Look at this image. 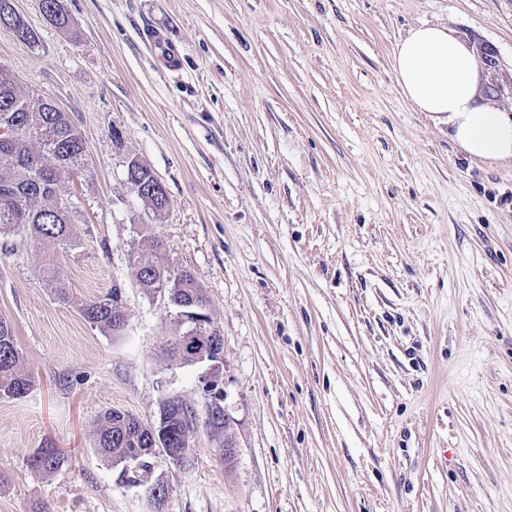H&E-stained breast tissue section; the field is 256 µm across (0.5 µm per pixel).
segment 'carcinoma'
Returning <instances> with one entry per match:
<instances>
[{
	"instance_id": "carcinoma-1",
	"label": "carcinoma",
	"mask_w": 512,
	"mask_h": 512,
	"mask_svg": "<svg viewBox=\"0 0 512 512\" xmlns=\"http://www.w3.org/2000/svg\"><path fill=\"white\" fill-rule=\"evenodd\" d=\"M47 20L56 27L68 25V16L58 0H45ZM0 27L26 32L24 43L36 45L37 31L24 18L16 15L12 0H0ZM24 98L13 78L0 68V124L20 119L30 133L25 139L9 143L0 141V238H8L20 226L28 234L48 242L66 241L74 236L72 207L57 194L58 178L80 166L87 146L65 112H12V105ZM141 261L143 268L135 277L150 292L162 278L169 284L174 304L185 311L200 312L207 297L193 273L185 268L170 267L161 242L155 240L142 256H132L130 264ZM46 284L62 302L69 299L68 289L57 276L53 263L44 269ZM117 289L80 308L83 319L100 331L117 336L125 323L120 317ZM34 377L25 370L23 356L17 349L12 327L0 317V398L20 399L33 387ZM195 419L192 406L169 403L163 406L158 421L166 424L168 443L165 451L181 450V436ZM98 453L108 461L124 463L132 459L137 469H121L126 485H152L149 459L156 454L158 444L149 423L120 409H108L96 425ZM68 463L67 457L55 448H38L30 457V466L44 473H53Z\"/></svg>"
}]
</instances>
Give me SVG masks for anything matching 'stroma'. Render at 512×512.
<instances>
[{"mask_svg": "<svg viewBox=\"0 0 512 512\" xmlns=\"http://www.w3.org/2000/svg\"><path fill=\"white\" fill-rule=\"evenodd\" d=\"M13 4L39 43L0 27V68L87 153L57 187L73 240L0 246V315L36 378L0 399V512H512V163L468 160L392 67L409 29L448 27L493 50L489 99L512 112V0H63L64 28ZM131 157L163 211L127 186ZM154 240L207 296L237 444L225 464L202 423L181 464L153 457L160 504L94 435L109 408L207 416L206 364L169 351L176 310L129 263ZM116 282L108 336L80 308ZM38 448L71 463L35 471ZM146 42L153 48L158 60L171 70H174L177 63L178 50L172 43L163 40L155 30H148L144 35Z\"/></svg>", "mask_w": 512, "mask_h": 512, "instance_id": "35a3bbf8", "label": "stroma"}]
</instances>
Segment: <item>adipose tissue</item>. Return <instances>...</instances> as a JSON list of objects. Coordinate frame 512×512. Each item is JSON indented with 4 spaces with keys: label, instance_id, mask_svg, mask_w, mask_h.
Listing matches in <instances>:
<instances>
[{
    "label": "adipose tissue",
    "instance_id": "1",
    "mask_svg": "<svg viewBox=\"0 0 512 512\" xmlns=\"http://www.w3.org/2000/svg\"><path fill=\"white\" fill-rule=\"evenodd\" d=\"M393 69L403 96L447 124L467 158L512 161V113L484 101L481 74L466 42L443 26H417L399 43Z\"/></svg>",
    "mask_w": 512,
    "mask_h": 512
}]
</instances>
